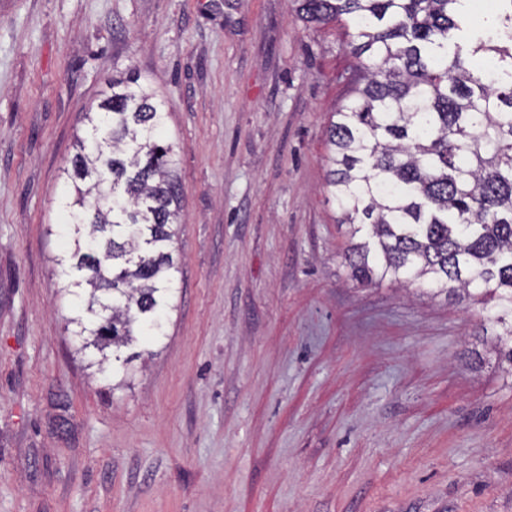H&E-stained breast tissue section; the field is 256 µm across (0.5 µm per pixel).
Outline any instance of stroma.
<instances>
[{
    "label": "stroma",
    "mask_w": 512,
    "mask_h": 512,
    "mask_svg": "<svg viewBox=\"0 0 512 512\" xmlns=\"http://www.w3.org/2000/svg\"><path fill=\"white\" fill-rule=\"evenodd\" d=\"M354 62L295 0H0V512H512L486 309L344 264ZM129 76L167 111L180 273L112 379L55 258L84 114Z\"/></svg>",
    "instance_id": "35a3bbf8"
}]
</instances>
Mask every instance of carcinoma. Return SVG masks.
<instances>
[{
  "instance_id": "1",
  "label": "carcinoma",
  "mask_w": 512,
  "mask_h": 512,
  "mask_svg": "<svg viewBox=\"0 0 512 512\" xmlns=\"http://www.w3.org/2000/svg\"><path fill=\"white\" fill-rule=\"evenodd\" d=\"M296 2L308 23H344L358 60L327 130L350 277L423 280L490 306L512 375V0L479 29L468 0ZM111 89L66 170L70 248L57 265L66 288L90 289L74 335L118 362L163 335L181 184L154 93L121 78Z\"/></svg>"
}]
</instances>
